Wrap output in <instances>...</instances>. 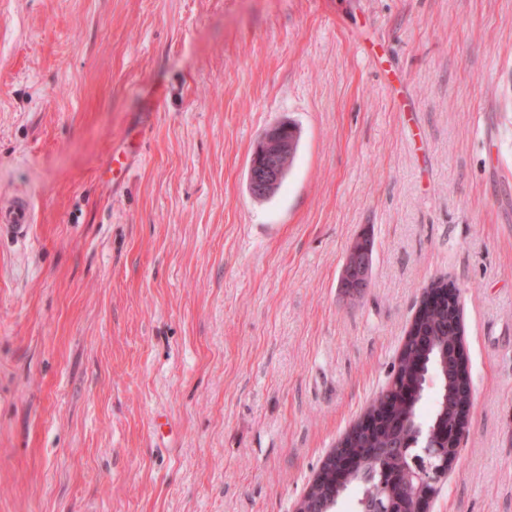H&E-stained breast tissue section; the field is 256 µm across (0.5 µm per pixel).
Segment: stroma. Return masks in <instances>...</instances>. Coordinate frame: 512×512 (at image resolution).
Here are the masks:
<instances>
[{"label":"stroma","instance_id":"1","mask_svg":"<svg viewBox=\"0 0 512 512\" xmlns=\"http://www.w3.org/2000/svg\"><path fill=\"white\" fill-rule=\"evenodd\" d=\"M14 195L0 512H293L440 277L472 403L431 512H512V0H0ZM292 128L294 131L291 132V136L294 143L288 138V132L291 131L288 124H278L271 127L264 134L259 146L253 153L249 165V186L254 197H263L278 186L269 195L263 197L267 198L273 195L284 183L286 173L288 174L287 171H289L294 161L299 142L298 132L295 127ZM292 144L293 153L288 161ZM287 161L288 168L283 175ZM133 148V144H130V146L115 150L112 153V157L103 172L107 181L112 180L113 183L127 171V159L133 152ZM33 223V208L25 197L1 203L0 233L6 231L16 237H23ZM361 243L368 246V250H367L368 252L365 256L367 257V262H368L367 266H368L369 270L371 271L372 264H373V242L370 238L363 237V239L357 240L355 244L361 245ZM355 255H356L355 263L352 266V268L350 269V273L355 274V276H356L355 278L357 280H359V283H360L359 288H361L363 290L364 288H366L365 284H366V277L368 274L365 259L363 257L364 251L355 253ZM360 258H362V260Z\"/></svg>","mask_w":512,"mask_h":512}]
</instances>
